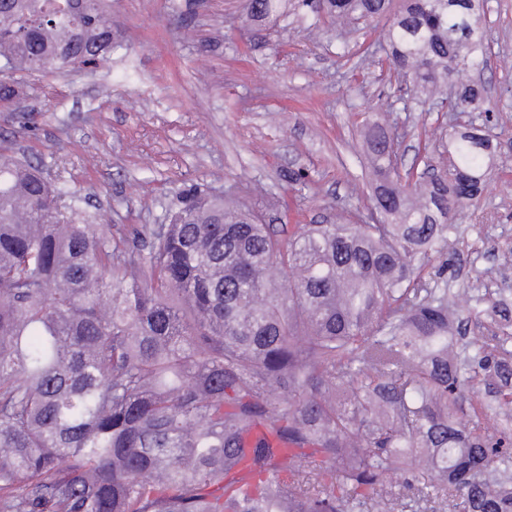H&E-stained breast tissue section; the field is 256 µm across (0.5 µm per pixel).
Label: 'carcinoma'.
I'll list each match as a JSON object with an SVG mask.
<instances>
[{"label":"carcinoma","mask_w":512,"mask_h":512,"mask_svg":"<svg viewBox=\"0 0 512 512\" xmlns=\"http://www.w3.org/2000/svg\"><path fill=\"white\" fill-rule=\"evenodd\" d=\"M391 3L315 7L389 17L388 66L478 110L462 75L486 63L484 4ZM113 49L103 0H0L13 71ZM365 139L374 211L292 234L190 187L167 223L116 240L43 167L0 160V512H401L431 490L455 512H512V427L451 412L494 378L512 402V336L469 352L424 275L485 190L489 140L450 134V170L401 180L395 135L373 122Z\"/></svg>","instance_id":"obj_1"}]
</instances>
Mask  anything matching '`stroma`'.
<instances>
[{"label":"stroma","instance_id":"1","mask_svg":"<svg viewBox=\"0 0 512 512\" xmlns=\"http://www.w3.org/2000/svg\"><path fill=\"white\" fill-rule=\"evenodd\" d=\"M246 0H112L119 48L88 70L16 73L0 111V156L46 165L113 238L163 223L191 184L282 223H353L371 204L363 124L398 138L401 172L448 164L453 128L481 125L494 155L479 200L453 215L425 262L451 299L512 309V0H485L490 113L438 111L412 85L365 64L385 20L341 35L296 4L265 25Z\"/></svg>","mask_w":512,"mask_h":512}]
</instances>
